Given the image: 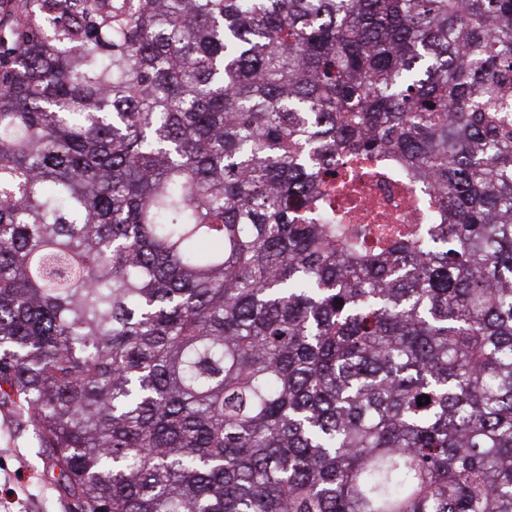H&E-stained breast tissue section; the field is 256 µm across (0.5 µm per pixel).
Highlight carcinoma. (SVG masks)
<instances>
[{
    "instance_id": "carcinoma-1",
    "label": "carcinoma",
    "mask_w": 512,
    "mask_h": 512,
    "mask_svg": "<svg viewBox=\"0 0 512 512\" xmlns=\"http://www.w3.org/2000/svg\"><path fill=\"white\" fill-rule=\"evenodd\" d=\"M0 408L74 512H512V0H0ZM374 168L375 171L369 174L359 171L348 188L336 184L330 190L333 206L352 211L359 217V220L347 222L359 224L348 234L365 236L370 241L400 227L418 231L420 224L425 223L418 187L413 192L404 190L395 181L388 164H377Z\"/></svg>"
}]
</instances>
